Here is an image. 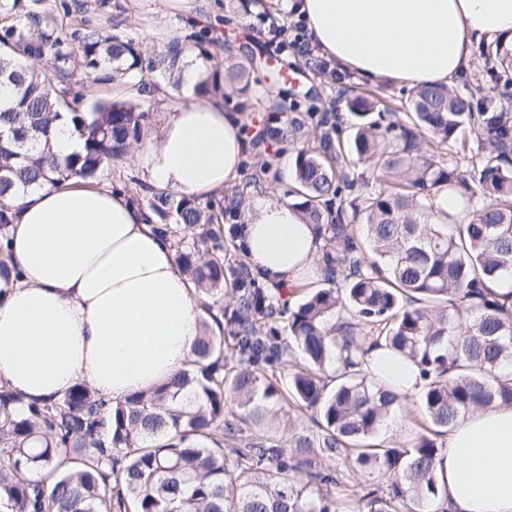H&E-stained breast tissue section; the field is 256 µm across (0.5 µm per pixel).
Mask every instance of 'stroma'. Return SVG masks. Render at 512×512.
I'll return each instance as SVG.
<instances>
[{
	"label": "stroma",
	"mask_w": 512,
	"mask_h": 512,
	"mask_svg": "<svg viewBox=\"0 0 512 512\" xmlns=\"http://www.w3.org/2000/svg\"><path fill=\"white\" fill-rule=\"evenodd\" d=\"M78 9L63 15L60 0H38L37 11L54 17L64 34L87 29H102L133 39L145 53L167 48L170 40L188 36L191 26L185 15L173 11L163 0H74ZM191 8L210 27L205 60L206 73H226L231 64L241 62L244 52L264 57L263 65L251 72L248 89L233 82L224 86V108L238 114L249 126L277 129V137L263 147L246 148L240 170L225 194L243 191L246 200L263 196L291 205L294 192L297 146L292 140V123L301 121L305 135L319 128L325 113L335 111L341 93L346 90L372 89L379 98V111L397 112L406 101L407 87L394 84L369 85L354 73L342 70L335 62L310 50L277 52L264 34L269 22L263 21L258 8L230 11L216 7L213 0H192Z\"/></svg>",
	"instance_id": "35a3bbf8"
}]
</instances>
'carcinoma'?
Here are the masks:
<instances>
[{"instance_id":"cac0c4a2","label":"carcinoma","mask_w":512,"mask_h":512,"mask_svg":"<svg viewBox=\"0 0 512 512\" xmlns=\"http://www.w3.org/2000/svg\"><path fill=\"white\" fill-rule=\"evenodd\" d=\"M18 0H0V82L15 89L0 108V201L16 186L96 178L138 144L149 113L132 99L81 109L71 82L75 57L94 83L140 92L155 74L179 83L185 57L208 59L204 38L172 41L144 54L131 39L100 30L74 33L77 51L49 20ZM491 89L512 88V49H477ZM361 118L376 102L344 96ZM491 96L422 85L406 101L410 124L369 122L351 151L340 141V116L321 120L319 146L295 158V207L325 241L317 288L288 310L290 341L275 326L274 297L228 264L216 226L242 205L159 192L148 208L155 231L170 238L184 276L203 300L206 318L189 367L165 386L112 406L86 385L20 413L0 386V512H341L340 485L324 460L341 458L358 472L377 471L382 485L356 490L359 512H441L442 449L434 436L474 409L512 407V113L489 108ZM66 118L83 142L78 153L50 151L54 123ZM480 143L471 168H451L438 149ZM391 178L372 196L349 177L350 154ZM464 202L438 220L436 200ZM11 207L0 205V279L21 277L9 263ZM232 274V310L224 308L225 273ZM340 288L333 289L332 285ZM231 331L225 351L224 325ZM417 364L426 384L418 395L432 431L390 446L370 444L406 399L366 369L371 345ZM304 364L283 387L275 370L291 349ZM288 400L314 415L317 431L288 448L272 425ZM253 429L242 434L241 425Z\"/></svg>"}]
</instances>
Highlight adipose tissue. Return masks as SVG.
<instances>
[{
    "label": "adipose tissue",
    "instance_id": "ef3b65f1",
    "mask_svg": "<svg viewBox=\"0 0 512 512\" xmlns=\"http://www.w3.org/2000/svg\"><path fill=\"white\" fill-rule=\"evenodd\" d=\"M322 53L373 83L453 84L474 45L512 46V0H297ZM195 76L148 89L174 115L134 152L147 192L208 199L233 182L242 122L201 100ZM22 277L0 281V384L24 403L60 398L82 383L112 403L159 388L186 368L202 310L130 193L80 178L21 191L9 226ZM322 240L294 208L264 197L247 210L240 246L273 288L316 277ZM369 369L400 391L424 386L412 362L383 346ZM446 512H512V407L459 418L440 465Z\"/></svg>",
    "mask_w": 512,
    "mask_h": 512
}]
</instances>
